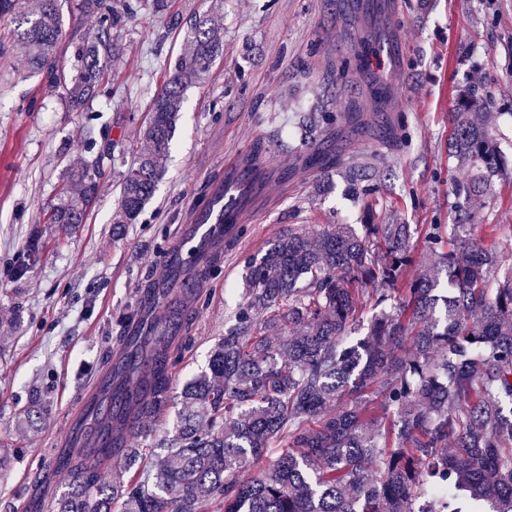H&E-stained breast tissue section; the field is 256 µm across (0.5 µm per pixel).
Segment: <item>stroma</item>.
Instances as JSON below:
<instances>
[{
	"mask_svg": "<svg viewBox=\"0 0 512 512\" xmlns=\"http://www.w3.org/2000/svg\"><path fill=\"white\" fill-rule=\"evenodd\" d=\"M337 17L332 0H224V57L184 91L169 157L138 223L112 235L120 173L111 152L133 161L142 151L149 102L169 62L184 49L171 21L140 10L122 32V57L101 65L112 95L89 112L69 111L57 91L27 72L26 52L0 24V446L12 448L0 475V512H35L61 493L67 472L48 476L49 451L64 440L62 422L78 395L105 371L153 288L182 224L203 207L224 162L263 144L265 179L275 193L261 215L225 243L218 270L189 314L190 349L171 374V402L157 421L171 432L183 388L206 367L210 350L242 302L247 257L287 226L451 223L454 187L468 177L448 155L453 114L478 94L487 126L509 168L474 230L512 225V0H376ZM66 30L59 74L69 78L78 41L96 18L76 0H58ZM365 33L351 45L349 35ZM335 65L336 79L325 77ZM391 93L393 136L374 148L351 134L342 116L353 103L371 108L378 88ZM324 112L314 138L301 117ZM107 151L100 192L86 223L46 224L70 170L90 160L88 141ZM45 394L38 432L21 425Z\"/></svg>",
	"mask_w": 512,
	"mask_h": 512,
	"instance_id": "35a3bbf8",
	"label": "stroma"
}]
</instances>
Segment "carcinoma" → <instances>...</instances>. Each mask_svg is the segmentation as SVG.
Segmentation results:
<instances>
[{
	"label": "carcinoma",
	"mask_w": 512,
	"mask_h": 512,
	"mask_svg": "<svg viewBox=\"0 0 512 512\" xmlns=\"http://www.w3.org/2000/svg\"><path fill=\"white\" fill-rule=\"evenodd\" d=\"M224 0L186 21L187 52L169 65L148 113L147 151L121 174L112 235L135 224L164 169L189 81L221 56ZM100 26L77 45V73L61 84L73 112L108 93L101 56L141 0H78ZM29 51L30 72L57 84L65 21L57 0H0ZM449 150L470 168L467 201L451 224H429L419 269L408 224L288 227L245 261L244 297L207 369L183 390L171 435L144 432L126 449L128 480L70 459L54 512H512V234L471 236L474 200L501 172L494 137L474 112L455 113ZM101 158L76 168L45 211L80 224L97 199ZM448 249H443V243ZM448 292L439 294V273ZM375 314L359 336V305ZM169 380H155L140 420L160 416ZM259 470L255 478L243 473Z\"/></svg>",
	"instance_id": "1"
}]
</instances>
